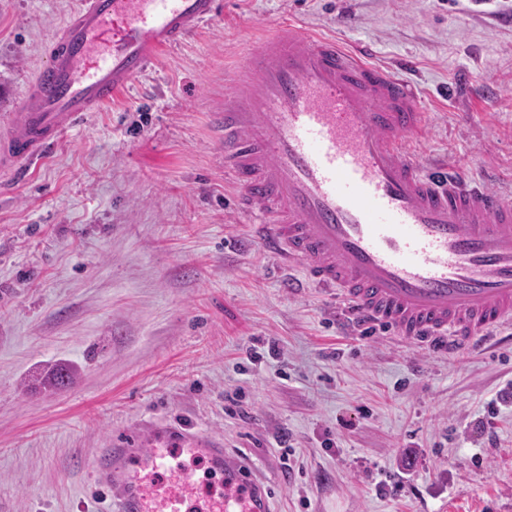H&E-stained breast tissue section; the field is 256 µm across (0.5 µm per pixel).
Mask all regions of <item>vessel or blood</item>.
<instances>
[{
    "label": "vessel or blood",
    "instance_id": "1",
    "mask_svg": "<svg viewBox=\"0 0 512 512\" xmlns=\"http://www.w3.org/2000/svg\"><path fill=\"white\" fill-rule=\"evenodd\" d=\"M222 12L223 0H82L0 128V173L42 158ZM224 87L212 115L224 173L279 265L407 342L452 346L512 323V197L408 151L423 126L412 83L285 21ZM141 440L94 458L111 512H270L251 465L214 439ZM183 453L206 456L223 492L199 499Z\"/></svg>",
    "mask_w": 512,
    "mask_h": 512
}]
</instances>
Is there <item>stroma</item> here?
I'll return each instance as SVG.
<instances>
[{"label": "stroma", "mask_w": 512, "mask_h": 512, "mask_svg": "<svg viewBox=\"0 0 512 512\" xmlns=\"http://www.w3.org/2000/svg\"><path fill=\"white\" fill-rule=\"evenodd\" d=\"M79 0H0V119ZM421 89L408 144L512 191V0H229L36 166L0 176V512H107L76 457L175 426L271 512H512V329L457 353L353 322L264 255L210 114L285 18ZM62 361L77 382L22 390Z\"/></svg>", "instance_id": "1"}]
</instances>
